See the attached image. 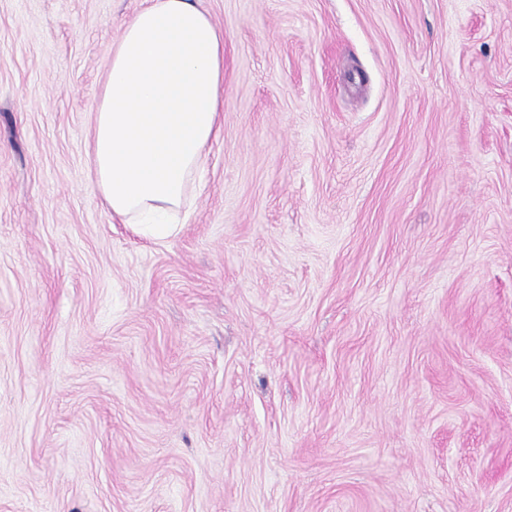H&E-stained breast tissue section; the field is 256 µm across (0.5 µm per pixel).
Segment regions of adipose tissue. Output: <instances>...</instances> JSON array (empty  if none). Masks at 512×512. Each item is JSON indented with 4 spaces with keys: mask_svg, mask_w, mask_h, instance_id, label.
<instances>
[{
    "mask_svg": "<svg viewBox=\"0 0 512 512\" xmlns=\"http://www.w3.org/2000/svg\"><path fill=\"white\" fill-rule=\"evenodd\" d=\"M224 34L195 0H147L113 47L87 145L91 185L114 217L175 233L224 127Z\"/></svg>",
    "mask_w": 512,
    "mask_h": 512,
    "instance_id": "obj_1",
    "label": "adipose tissue"
}]
</instances>
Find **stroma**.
Returning a JSON list of instances; mask_svg holds the SVG:
<instances>
[{
	"instance_id": "35a3bbf8",
	"label": "stroma",
	"mask_w": 512,
	"mask_h": 512,
	"mask_svg": "<svg viewBox=\"0 0 512 512\" xmlns=\"http://www.w3.org/2000/svg\"><path fill=\"white\" fill-rule=\"evenodd\" d=\"M146 0H0V512H512V0H199L179 232L89 188Z\"/></svg>"
}]
</instances>
